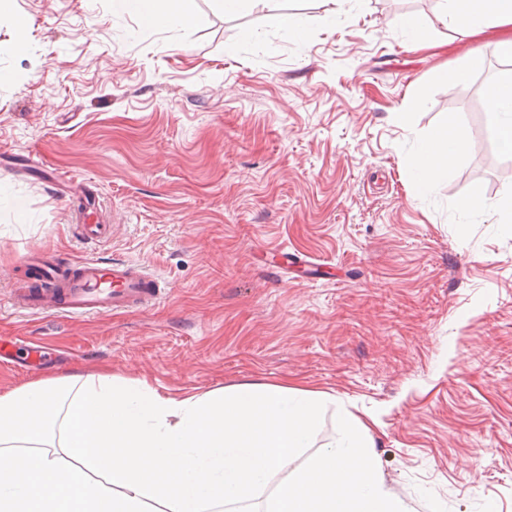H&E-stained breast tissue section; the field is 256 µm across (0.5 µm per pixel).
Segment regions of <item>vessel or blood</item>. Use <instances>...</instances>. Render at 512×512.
I'll list each match as a JSON object with an SVG mask.
<instances>
[{
  "label": "vessel or blood",
  "instance_id": "obj_1",
  "mask_svg": "<svg viewBox=\"0 0 512 512\" xmlns=\"http://www.w3.org/2000/svg\"><path fill=\"white\" fill-rule=\"evenodd\" d=\"M36 286L15 292V305L66 315L98 314L154 304L161 294L155 276L141 265L87 257L39 265Z\"/></svg>",
  "mask_w": 512,
  "mask_h": 512
}]
</instances>
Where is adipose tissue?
<instances>
[{
    "label": "adipose tissue",
    "mask_w": 512,
    "mask_h": 512,
    "mask_svg": "<svg viewBox=\"0 0 512 512\" xmlns=\"http://www.w3.org/2000/svg\"><path fill=\"white\" fill-rule=\"evenodd\" d=\"M190 0H114L117 10L174 28ZM444 20L477 35L512 30V0H447ZM500 152L512 155V78L489 84ZM467 149L437 127L418 151L427 192ZM323 397L241 382L171 395L125 377L70 373L0 392V512H407L384 483L369 426L348 414L317 445ZM312 456H305V449Z\"/></svg>",
    "instance_id": "adipose-tissue-1"
}]
</instances>
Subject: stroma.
I'll list each match as a JSON object with an SVG mask.
<instances>
[{
    "instance_id": "1",
    "label": "stroma",
    "mask_w": 512,
    "mask_h": 512,
    "mask_svg": "<svg viewBox=\"0 0 512 512\" xmlns=\"http://www.w3.org/2000/svg\"><path fill=\"white\" fill-rule=\"evenodd\" d=\"M443 10L192 0L187 30L113 0L1 10L0 336L16 350L0 388L72 372L170 394L310 388L329 396L318 444L345 413L372 422L409 512H512V232L495 223L508 158L470 145L426 193L411 170L448 119L470 142L476 125L493 133L484 91L512 76V32L468 35ZM474 190L485 209L462 215ZM88 194L107 240L74 230ZM42 249L139 264L166 293L103 315L17 308L22 258Z\"/></svg>"
}]
</instances>
